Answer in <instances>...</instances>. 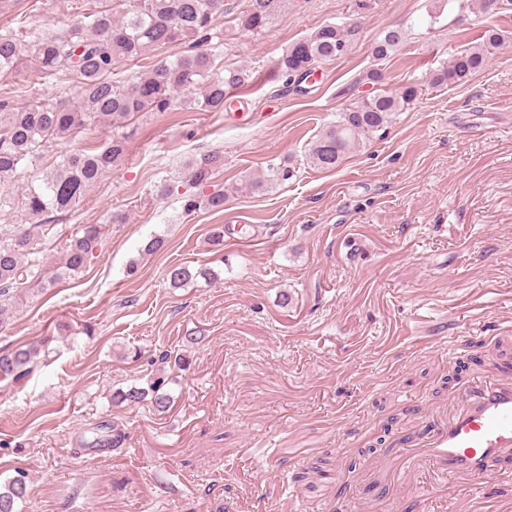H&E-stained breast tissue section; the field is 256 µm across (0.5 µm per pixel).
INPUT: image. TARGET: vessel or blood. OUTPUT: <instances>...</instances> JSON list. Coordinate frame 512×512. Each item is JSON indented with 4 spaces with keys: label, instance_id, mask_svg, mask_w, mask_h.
<instances>
[{
    "label": "vessel or blood",
    "instance_id": "1",
    "mask_svg": "<svg viewBox=\"0 0 512 512\" xmlns=\"http://www.w3.org/2000/svg\"><path fill=\"white\" fill-rule=\"evenodd\" d=\"M512 453V379L484 381L468 389L463 408L418 443H404L405 469L425 476L434 492L449 481L482 478Z\"/></svg>",
    "mask_w": 512,
    "mask_h": 512
}]
</instances>
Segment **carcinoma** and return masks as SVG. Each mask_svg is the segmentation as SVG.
<instances>
[{"mask_svg":"<svg viewBox=\"0 0 512 512\" xmlns=\"http://www.w3.org/2000/svg\"><path fill=\"white\" fill-rule=\"evenodd\" d=\"M128 8L119 17L109 11H94L68 30L30 36L22 42L11 32L0 33V73L26 70L44 80L72 83L77 104L36 102L18 106L9 98L0 99V328L9 324L15 304L26 292L54 287L72 279L100 257L107 243L106 226L85 224L66 245L60 266L46 267L39 257L40 245L51 230L49 218L70 211L102 175L126 153L132 131L126 129L130 117L140 112H166L172 93L189 88L199 90L194 106L199 111L222 112L231 105L227 92L242 87L249 79L239 67L221 63L214 50L197 51L160 61L131 82L112 80L114 65L135 61L148 51L174 43L191 42L195 47L212 38L214 16L224 11V0H123ZM282 0H248L242 24L250 31L264 30L278 14ZM470 8L475 17L489 19L500 0H446L448 7ZM351 29L326 23L308 36L288 46L276 61L279 74L293 84L310 76L319 64L346 53ZM405 31L383 29L373 49V59L381 63L402 45ZM508 35L495 29L485 31L483 42L456 53L448 62L429 73L426 84L440 88L466 82L483 70L489 49L501 46ZM381 69L369 70L346 89L371 85L370 92L342 109L336 120L323 127L305 154L309 165L323 170L338 167L360 143L387 126L394 115L410 108L422 94L418 83H408L395 92L379 87ZM101 122L112 124V138L100 149L74 148L59 156L50 171L40 174L38 166L49 149L63 140H76L87 128ZM223 166V155L210 151L193 158L187 167L188 181L207 185ZM32 172L20 195L9 191L22 174ZM290 177L286 168L271 165L267 174L245 184L251 193H263L274 182ZM204 207L224 209V192L183 197V210ZM25 222H13L16 212ZM212 276L209 268L192 270L187 265L167 271L169 285L180 288L196 278ZM45 353L41 341L12 350L0 349V381L20 382L28 378ZM185 354L168 351L153 355L157 373L149 374L143 385L130 386L112 394L115 404L148 406L162 414L174 404L168 388L171 379L165 368L188 365ZM102 433L87 442L90 448H120L124 433L115 426H100ZM27 494L25 473L0 485V512H15L17 501Z\"/></svg>","mask_w":512,"mask_h":512,"instance_id":"cac0c4a2","label":"carcinoma"}]
</instances>
